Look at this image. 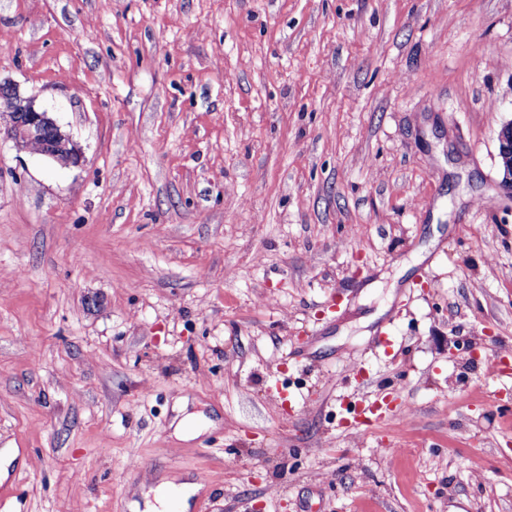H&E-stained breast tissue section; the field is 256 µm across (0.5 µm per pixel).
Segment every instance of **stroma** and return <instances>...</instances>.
<instances>
[{"label":"stroma","mask_w":512,"mask_h":512,"mask_svg":"<svg viewBox=\"0 0 512 512\" xmlns=\"http://www.w3.org/2000/svg\"><path fill=\"white\" fill-rule=\"evenodd\" d=\"M0 81L82 156L0 138V512H512V0H0ZM202 489V485L194 481H180L178 478L164 481L155 487L142 491L145 512H169V493H177V509L189 512L192 498Z\"/></svg>","instance_id":"1"}]
</instances>
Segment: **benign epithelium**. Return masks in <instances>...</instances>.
I'll list each match as a JSON object with an SVG mask.
<instances>
[{
  "mask_svg": "<svg viewBox=\"0 0 512 512\" xmlns=\"http://www.w3.org/2000/svg\"><path fill=\"white\" fill-rule=\"evenodd\" d=\"M0 113L8 117L0 134L21 148L36 145V153L46 158L63 159L67 165L81 162V154L50 113L36 106L33 98L22 96L12 84L0 82Z\"/></svg>",
  "mask_w": 512,
  "mask_h": 512,
  "instance_id": "7a95c632",
  "label": "benign epithelium"
}]
</instances>
